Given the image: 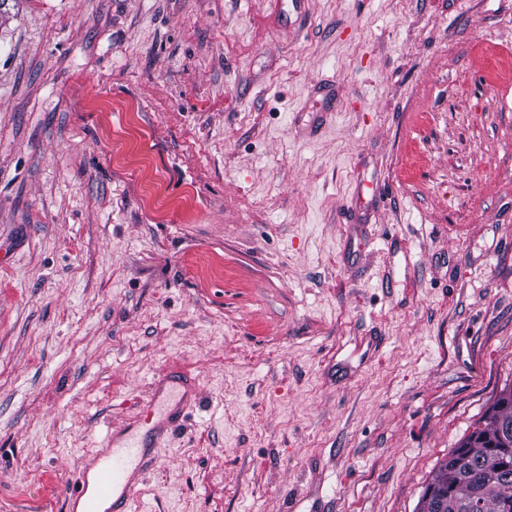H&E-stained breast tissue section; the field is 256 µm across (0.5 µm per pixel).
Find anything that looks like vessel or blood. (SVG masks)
<instances>
[{
    "label": "vessel or blood",
    "instance_id": "obj_1",
    "mask_svg": "<svg viewBox=\"0 0 512 512\" xmlns=\"http://www.w3.org/2000/svg\"><path fill=\"white\" fill-rule=\"evenodd\" d=\"M194 396L187 372L173 368L159 378L135 421L110 431L100 448L87 454L63 498L62 512H138L135 487Z\"/></svg>",
    "mask_w": 512,
    "mask_h": 512
}]
</instances>
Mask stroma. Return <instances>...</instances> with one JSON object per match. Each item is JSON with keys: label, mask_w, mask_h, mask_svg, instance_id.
<instances>
[{"label": "stroma", "mask_w": 512, "mask_h": 512, "mask_svg": "<svg viewBox=\"0 0 512 512\" xmlns=\"http://www.w3.org/2000/svg\"><path fill=\"white\" fill-rule=\"evenodd\" d=\"M173 367L145 512H416L512 385V0H0V512Z\"/></svg>", "instance_id": "stroma-1"}]
</instances>
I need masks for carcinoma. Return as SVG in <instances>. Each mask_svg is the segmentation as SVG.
<instances>
[{
    "label": "carcinoma",
    "instance_id": "carcinoma-1",
    "mask_svg": "<svg viewBox=\"0 0 512 512\" xmlns=\"http://www.w3.org/2000/svg\"><path fill=\"white\" fill-rule=\"evenodd\" d=\"M502 421L512 423V386L501 391L474 431L451 451L468 457V472L462 473L450 458L443 461L424 488L418 512H431L426 502L430 491L447 494L455 503L453 512H512V446L502 440Z\"/></svg>",
    "mask_w": 512,
    "mask_h": 512
}]
</instances>
